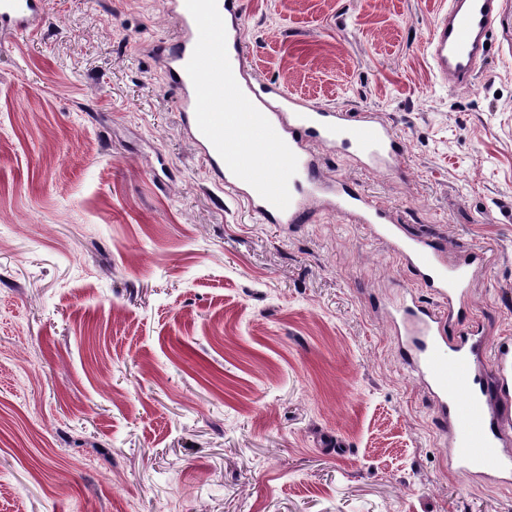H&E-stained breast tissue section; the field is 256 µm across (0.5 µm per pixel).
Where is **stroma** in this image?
<instances>
[{
    "label": "stroma",
    "mask_w": 512,
    "mask_h": 512,
    "mask_svg": "<svg viewBox=\"0 0 512 512\" xmlns=\"http://www.w3.org/2000/svg\"><path fill=\"white\" fill-rule=\"evenodd\" d=\"M245 65L382 114L401 175L318 148L410 235L482 246L472 318L512 337V0L475 82L425 50L443 0H241ZM167 0H50L0 36V512H512L448 466L386 309L413 274L314 206L257 222L165 81Z\"/></svg>",
    "instance_id": "1"
}]
</instances>
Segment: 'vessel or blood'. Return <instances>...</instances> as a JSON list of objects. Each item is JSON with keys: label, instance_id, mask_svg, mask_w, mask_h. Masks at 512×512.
<instances>
[{"label": "vessel or blood", "instance_id": "vessel-or-blood-1", "mask_svg": "<svg viewBox=\"0 0 512 512\" xmlns=\"http://www.w3.org/2000/svg\"><path fill=\"white\" fill-rule=\"evenodd\" d=\"M170 6L180 34L162 47L160 61L178 96L184 127L215 181L261 223H307L318 202L351 223L370 226L375 238L386 241L416 277L415 288L406 289L394 306L391 321L410 371L430 393L439 423L450 436L449 462L467 475L495 479L507 473L512 469L507 450L512 442V340L488 345L467 311L474 266L485 262L484 253L473 249L462 258L445 260L430 240L408 236L390 211L358 187L322 177L315 147L351 149L366 170L396 174L402 169L404 143L379 113L323 108L276 84L254 81L242 61L240 0H218L235 80L298 159L288 208L281 211L266 201L230 171L197 125L195 89L186 65L198 29L185 0H170ZM500 6V0H448L427 38V54L439 79L461 87L472 83L488 56ZM48 14L49 0H0V32L36 35ZM419 287L431 293V300L416 295Z\"/></svg>", "mask_w": 512, "mask_h": 512}]
</instances>
